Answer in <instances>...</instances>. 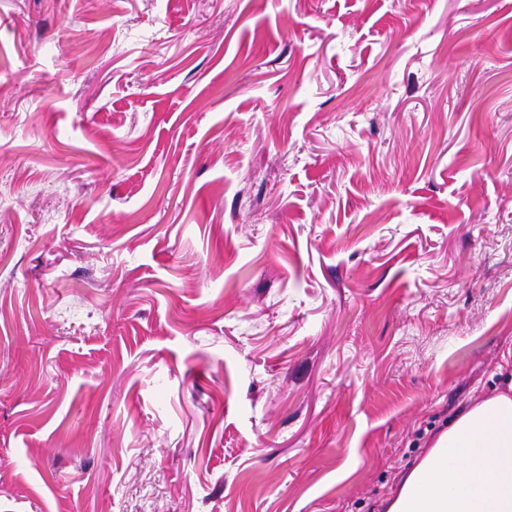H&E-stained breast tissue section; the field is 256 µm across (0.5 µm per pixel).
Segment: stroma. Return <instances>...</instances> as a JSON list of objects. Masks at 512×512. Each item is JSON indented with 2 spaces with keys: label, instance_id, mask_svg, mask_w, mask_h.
I'll return each mask as SVG.
<instances>
[{
  "label": "stroma",
  "instance_id": "35a3bbf8",
  "mask_svg": "<svg viewBox=\"0 0 512 512\" xmlns=\"http://www.w3.org/2000/svg\"><path fill=\"white\" fill-rule=\"evenodd\" d=\"M512 374V0H0V512H378Z\"/></svg>",
  "mask_w": 512,
  "mask_h": 512
}]
</instances>
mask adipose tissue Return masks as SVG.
Returning <instances> with one entry per match:
<instances>
[{
    "mask_svg": "<svg viewBox=\"0 0 512 512\" xmlns=\"http://www.w3.org/2000/svg\"><path fill=\"white\" fill-rule=\"evenodd\" d=\"M437 445L388 512H512V392L469 406Z\"/></svg>",
    "mask_w": 512,
    "mask_h": 512,
    "instance_id": "obj_1",
    "label": "adipose tissue"
}]
</instances>
